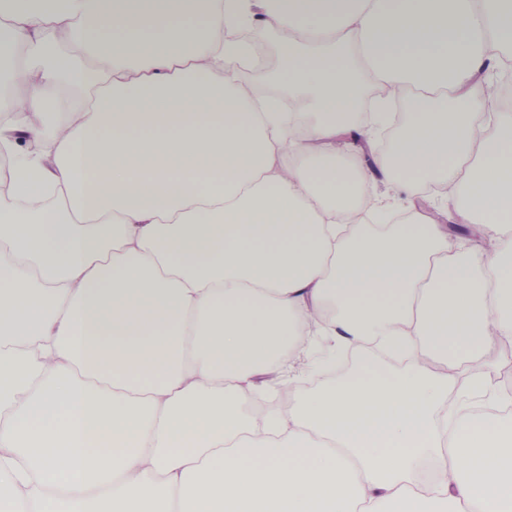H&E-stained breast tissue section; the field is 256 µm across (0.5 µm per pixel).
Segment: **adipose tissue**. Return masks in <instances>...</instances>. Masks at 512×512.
Here are the masks:
<instances>
[{
	"label": "adipose tissue",
	"instance_id": "ef3b65f1",
	"mask_svg": "<svg viewBox=\"0 0 512 512\" xmlns=\"http://www.w3.org/2000/svg\"><path fill=\"white\" fill-rule=\"evenodd\" d=\"M180 3L0 0V512H512V431L463 401L512 345V113L478 80L512 0ZM255 23L296 117L244 86ZM365 85L409 107L373 172L336 149ZM377 174L498 249L366 232ZM316 335L408 365L248 412ZM430 184H432V183H427L425 185L424 191H428L426 187ZM428 192L430 195L428 197H426L425 200L427 201V204L429 205V209L428 210L422 209L419 211H422V212L428 214L429 216H431L433 219L436 220L437 224H448V221L452 217V212H454L456 200L451 195H448V188L446 189L445 193L437 194L432 191H428ZM440 214L445 217L446 222L441 223V221H439L437 219V218H439L438 215H440ZM470 227H471V225L463 226V225L453 224V223L448 224L449 230L452 233H454L455 235H460L465 239L477 240V238H474L467 233Z\"/></svg>",
	"mask_w": 512,
	"mask_h": 512
}]
</instances>
